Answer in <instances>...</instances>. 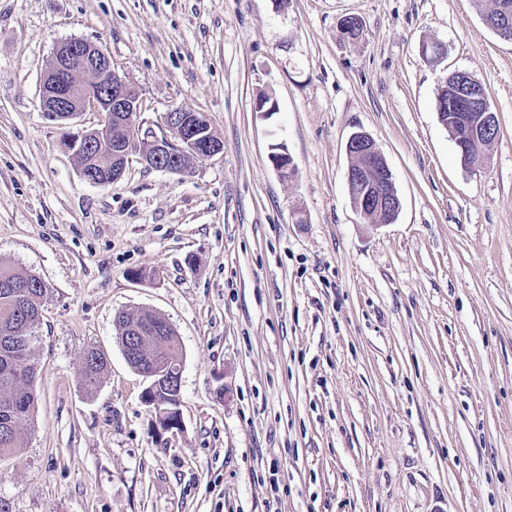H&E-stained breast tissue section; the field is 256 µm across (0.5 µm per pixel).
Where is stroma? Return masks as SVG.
Segmentation results:
<instances>
[{
  "label": "stroma",
  "instance_id": "35a3bbf8",
  "mask_svg": "<svg viewBox=\"0 0 512 512\" xmlns=\"http://www.w3.org/2000/svg\"><path fill=\"white\" fill-rule=\"evenodd\" d=\"M489 6L0 0V263L49 289L35 425L0 459L13 512H512V41ZM69 39L137 85L143 132L189 108L223 151L86 181L39 101ZM457 70L499 119L479 166L437 114ZM356 132L391 169L392 223L352 206ZM138 309L181 344L171 433L118 340ZM109 361L103 350L89 346L84 350L81 359L80 376L87 387L93 388L99 384Z\"/></svg>",
  "mask_w": 512,
  "mask_h": 512
}]
</instances>
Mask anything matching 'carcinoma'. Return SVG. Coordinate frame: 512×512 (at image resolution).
Masks as SVG:
<instances>
[{
	"mask_svg": "<svg viewBox=\"0 0 512 512\" xmlns=\"http://www.w3.org/2000/svg\"><path fill=\"white\" fill-rule=\"evenodd\" d=\"M112 152V136L88 138L75 154L83 170L100 173L101 159ZM49 288L24 268L0 266V459L20 448L22 433L32 423L36 403L33 348L36 328ZM122 345L145 368L157 366L169 373L182 370L181 349L172 325L161 315L146 311H121L117 315ZM109 361L103 350L89 346L81 359L80 376L93 388L99 384ZM156 395L169 402L172 413L158 420L170 432L179 409L176 393L160 386Z\"/></svg>",
	"mask_w": 512,
	"mask_h": 512,
	"instance_id": "cac0c4a2",
	"label": "carcinoma"
}]
</instances>
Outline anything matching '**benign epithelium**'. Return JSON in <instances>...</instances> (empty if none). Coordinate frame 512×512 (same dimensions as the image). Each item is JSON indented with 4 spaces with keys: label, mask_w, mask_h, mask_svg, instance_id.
<instances>
[{
    "label": "benign epithelium",
    "mask_w": 512,
    "mask_h": 512,
    "mask_svg": "<svg viewBox=\"0 0 512 512\" xmlns=\"http://www.w3.org/2000/svg\"><path fill=\"white\" fill-rule=\"evenodd\" d=\"M457 86L452 105L469 112L465 134L469 143L479 145L496 139L497 114L484 110L485 90L468 72H455ZM40 103L44 116L61 125L84 112H99L98 127L76 136L81 141L100 138L113 125L124 138L115 142L112 154L124 161L138 153L155 169L184 171L183 158L211 156L222 150L221 139L207 117L191 109L176 108L166 113L168 134L161 138L142 132L134 116L140 109L137 87L122 78L112 67L109 56L95 44L71 39L54 51L52 61L40 83ZM347 151L357 162L347 171L351 202L364 218H378L381 224L393 222L400 210L392 173L375 142L364 133L348 140Z\"/></svg>",
    "instance_id": "1"
}]
</instances>
